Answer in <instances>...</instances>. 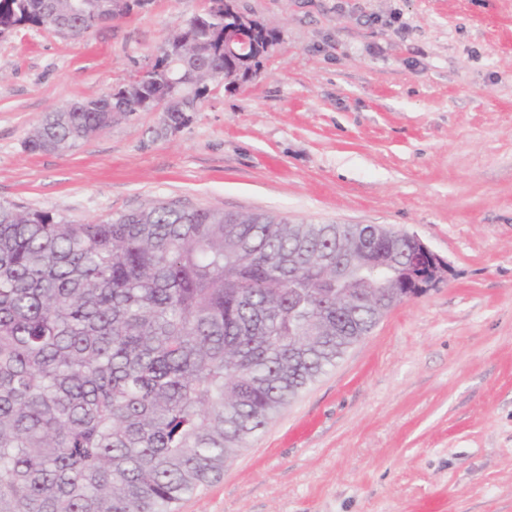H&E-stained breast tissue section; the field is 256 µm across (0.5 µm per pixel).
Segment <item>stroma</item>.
<instances>
[{
	"label": "stroma",
	"mask_w": 512,
	"mask_h": 512,
	"mask_svg": "<svg viewBox=\"0 0 512 512\" xmlns=\"http://www.w3.org/2000/svg\"><path fill=\"white\" fill-rule=\"evenodd\" d=\"M281 42L179 129L24 143L203 0L0 37V203L85 224L156 202L417 235L445 281L385 313L178 512H512V0H236Z\"/></svg>",
	"instance_id": "35a3bbf8"
}]
</instances>
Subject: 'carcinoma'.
Masks as SVG:
<instances>
[{
    "label": "carcinoma",
    "instance_id": "obj_1",
    "mask_svg": "<svg viewBox=\"0 0 512 512\" xmlns=\"http://www.w3.org/2000/svg\"><path fill=\"white\" fill-rule=\"evenodd\" d=\"M120 0H0V34L79 38ZM206 7L165 41L148 76L48 113L30 152L70 150L119 116L151 112L183 78L233 89L268 52L224 54ZM347 224L159 203L92 224L0 204V512H176L247 439L372 327L369 302L404 276L336 283ZM364 299L356 316L336 300Z\"/></svg>",
    "mask_w": 512,
    "mask_h": 512
}]
</instances>
